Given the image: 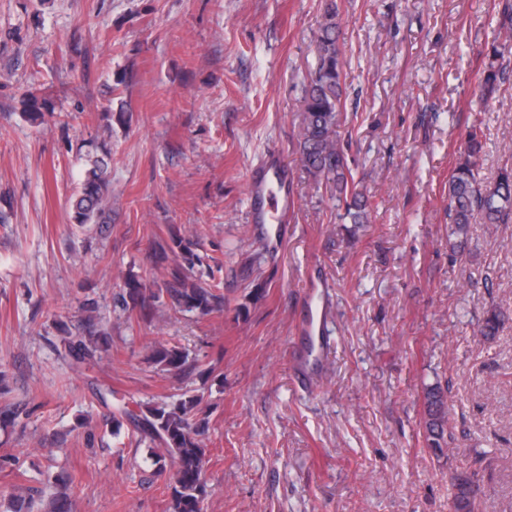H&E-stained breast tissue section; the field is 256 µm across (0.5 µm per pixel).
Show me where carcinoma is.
Listing matches in <instances>:
<instances>
[{
    "instance_id": "1",
    "label": "carcinoma",
    "mask_w": 512,
    "mask_h": 512,
    "mask_svg": "<svg viewBox=\"0 0 512 512\" xmlns=\"http://www.w3.org/2000/svg\"><path fill=\"white\" fill-rule=\"evenodd\" d=\"M341 8L337 0H324L322 20L316 40L318 65L303 88V119L298 140L300 162L308 176L316 183L331 180L335 186L336 202L344 205V217L353 224L368 223L367 201L358 190L354 170L348 163V142L342 138L341 108L345 85V50L339 45ZM491 57L474 85V91L483 99L493 97L503 82V73L496 65L497 57L512 50V0H502L497 17V34ZM48 111L46 100L39 90L30 89L23 99V116L32 123L43 121ZM481 123L474 124L467 134L464 149L459 152L448 178V220L451 231L448 245L456 249L470 232L471 224H502L512 220V167L499 170L495 178L486 183L480 176L479 159L484 148ZM110 152L94 147L84 155V175L80 189L70 200L73 223H112V183L109 174ZM194 243L178 234L159 246L162 259L173 254L183 263L168 270L165 291L172 304L209 316L223 311L219 297L210 289L190 280L184 264L193 263ZM150 289L143 279L129 276L124 282L119 300L126 308L145 310ZM97 306H87L82 338H64L65 355L76 364H88L97 358L108 344V332L96 322ZM504 313L491 309L479 319L477 332L494 336L499 331ZM153 360L168 371L187 370V358L176 346L159 343L152 352ZM202 396L183 395L173 404H160L139 415L119 411L133 423L140 440L154 445L151 454L156 463L171 459L175 465L170 488L171 512H203L210 496L204 479L205 448L200 436L204 421L195 419ZM448 421L446 390L438 385L425 388L423 393V428L425 445L436 458L448 456L452 436L445 431ZM471 486H479L474 472L460 471L452 477L455 499H463Z\"/></svg>"
}]
</instances>
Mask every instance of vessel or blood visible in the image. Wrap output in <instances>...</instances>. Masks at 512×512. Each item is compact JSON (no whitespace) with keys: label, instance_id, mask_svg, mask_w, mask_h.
Here are the masks:
<instances>
[{"label":"vessel or blood","instance_id":"obj_1","mask_svg":"<svg viewBox=\"0 0 512 512\" xmlns=\"http://www.w3.org/2000/svg\"><path fill=\"white\" fill-rule=\"evenodd\" d=\"M250 199L248 220L265 226L271 233H279L288 221L294 207L288 175L277 156H270L266 166L252 172L247 183Z\"/></svg>","mask_w":512,"mask_h":512}]
</instances>
